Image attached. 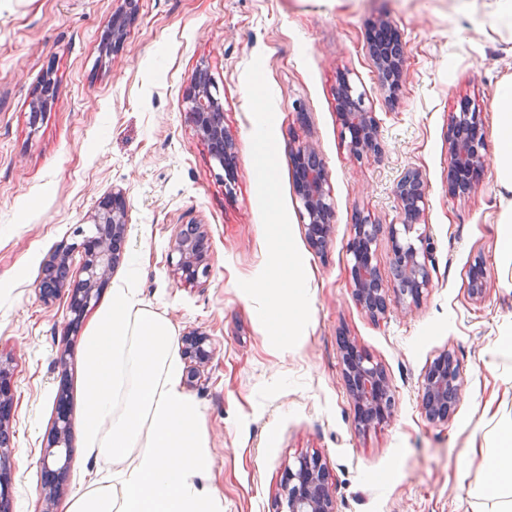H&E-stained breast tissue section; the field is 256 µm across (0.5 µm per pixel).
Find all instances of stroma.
Instances as JSON below:
<instances>
[{
    "label": "stroma",
    "mask_w": 512,
    "mask_h": 512,
    "mask_svg": "<svg viewBox=\"0 0 512 512\" xmlns=\"http://www.w3.org/2000/svg\"><path fill=\"white\" fill-rule=\"evenodd\" d=\"M488 0H138L120 52L107 51L122 0H0V358L10 360V512H43L39 458L57 397L82 409L80 353L113 284L134 278L143 304L175 336L199 329L214 355L186 393L210 442L205 482L223 512H285L288 466L318 455L338 512H488L470 491L484 480L474 451L494 445L512 415V270L498 261L494 145L477 187L448 192V127L469 106L494 124V97L512 75V34L479 25ZM386 18L405 51L388 97L369 55V23ZM221 93L235 146L232 175L215 165L186 114L198 67ZM347 75L379 124L382 152L356 160L338 117ZM52 79L58 96L31 111ZM311 143L324 159L334 218L324 251L306 235L290 155ZM275 166L264 171L260 150ZM420 171V222L432 283L419 306L388 294L373 321L353 295L347 244L357 214L398 224L393 187ZM122 190L129 229L121 263L65 332L67 300L45 302L36 281L57 245L91 235V217ZM183 224L208 234L210 273L180 281L169 246ZM482 257L490 292L470 300L467 273ZM307 289L298 331L278 336L270 299L289 279ZM348 338L385 371L394 419L359 431L343 374ZM69 351L67 368L57 357ZM464 372L455 415L428 420L419 393L443 351Z\"/></svg>",
    "instance_id": "stroma-1"
}]
</instances>
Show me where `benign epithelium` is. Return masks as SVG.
<instances>
[{
    "instance_id": "1",
    "label": "benign epithelium",
    "mask_w": 512,
    "mask_h": 512,
    "mask_svg": "<svg viewBox=\"0 0 512 512\" xmlns=\"http://www.w3.org/2000/svg\"><path fill=\"white\" fill-rule=\"evenodd\" d=\"M136 0H124V7L112 17V50L123 46L127 24L135 20ZM370 57L381 75L382 86L389 91L399 87L404 74V58L396 57L376 38L370 39ZM352 87L346 78L339 80V112L343 128L349 134L351 151L361 159H371L380 152L379 127L373 113L346 101ZM56 95L55 83L46 80L36 92L33 106L44 109ZM187 115L198 136L210 148L213 160L224 166V157L231 154L233 144L222 120L223 103L208 71L198 68L186 96ZM485 127L480 113L461 112L454 117L448 136V191L453 195L466 194L474 187L473 175L482 171L485 151ZM298 166L297 192L302 202L310 244L317 250L325 247L333 218V204L328 186V171L317 149L312 145L298 147L292 155ZM395 196L404 215L401 224L389 225L392 282L398 286L399 299L419 303L430 288L431 276L427 266L426 234L418 224L425 203V186L416 170L406 172L396 183ZM97 235L81 242L61 244L44 263L36 288L49 302L65 293L69 297L71 318L67 330L75 333L81 327L84 314L99 291L108 281L120 260L121 244L126 239L128 209L120 190L99 203L93 215ZM380 224H356L347 252L350 255V273L354 291L362 307L376 320L385 317L388 310L385 288L376 264L373 263L374 245L381 232ZM206 233L199 224L180 228L172 238L171 254L176 257V270L182 279L196 281L209 274V257L205 246ZM82 255L81 272L84 278L66 286L69 261L74 252ZM488 291L486 266L476 258L468 270V294L481 301ZM207 338L198 331L182 336V352L195 362L188 371V384L199 379L197 365L209 361L211 351L205 348ZM345 382L354 400L357 429L388 423L395 406H386L384 397L393 396L385 373L365 353L347 346L343 355ZM10 369L0 361V432L8 431L12 415ZM464 386V377L452 353L439 355L424 374L420 405L425 416L433 422H446L456 412ZM70 403L62 393L56 401L48 451L39 464L44 475L46 499L51 502L63 484L72 457ZM7 449L0 448V502L11 497V481L7 473ZM287 512H336V503L330 495L325 469L317 457H301L298 464L288 468L283 487Z\"/></svg>"
}]
</instances>
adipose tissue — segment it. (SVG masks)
<instances>
[{"instance_id": "adipose-tissue-1", "label": "adipose tissue", "mask_w": 512, "mask_h": 512, "mask_svg": "<svg viewBox=\"0 0 512 512\" xmlns=\"http://www.w3.org/2000/svg\"><path fill=\"white\" fill-rule=\"evenodd\" d=\"M498 256L512 266V77L495 96ZM305 291L289 280L272 307L280 333L305 316ZM82 455L93 466L87 490L66 512H222L201 483L208 435L198 403L184 390L172 324L144 307L131 282L115 285L84 339ZM499 445L479 449L486 474L478 495L512 512V417L498 423Z\"/></svg>"}]
</instances>
